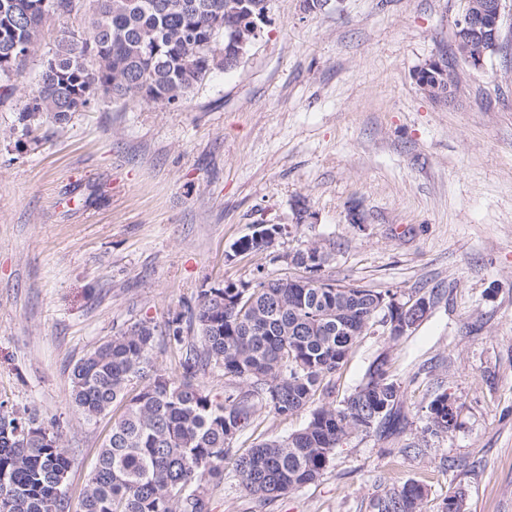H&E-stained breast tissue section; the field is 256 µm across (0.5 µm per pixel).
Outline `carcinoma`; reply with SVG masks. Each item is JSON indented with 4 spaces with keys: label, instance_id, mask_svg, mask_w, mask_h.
I'll list each match as a JSON object with an SVG mask.
<instances>
[{
    "label": "carcinoma",
    "instance_id": "1",
    "mask_svg": "<svg viewBox=\"0 0 512 512\" xmlns=\"http://www.w3.org/2000/svg\"><path fill=\"white\" fill-rule=\"evenodd\" d=\"M88 4L82 32L62 34L28 94L19 121L33 127L43 114L66 124L100 98L125 104L182 103L216 70L241 57L228 31L262 24L268 0H0V79H10L44 38L51 14ZM444 60L420 80L448 99ZM393 292L312 285L259 274L250 288L200 292L195 307L167 322L164 341L179 354L177 374L156 366L155 326L137 322L79 359L71 372L73 405L85 419L112 417L95 469L76 512H209L211 491L232 463L240 488L262 504L319 480L333 451L357 433L403 434L402 395L382 357L364 382L336 403L326 378L345 363L379 316L394 331ZM217 372L224 400L200 382ZM448 393L428 405V427L446 433ZM278 416L310 410L286 437L244 452L233 447L257 408ZM71 465L62 430L35 424L0 402V504L8 512H71L61 482ZM425 490L407 481L375 503L377 512H422Z\"/></svg>",
    "mask_w": 512,
    "mask_h": 512
}]
</instances>
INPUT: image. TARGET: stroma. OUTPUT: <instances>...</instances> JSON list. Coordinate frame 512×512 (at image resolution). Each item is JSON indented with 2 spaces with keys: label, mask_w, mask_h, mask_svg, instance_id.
Masks as SVG:
<instances>
[{
  "label": "stroma",
  "mask_w": 512,
  "mask_h": 512,
  "mask_svg": "<svg viewBox=\"0 0 512 512\" xmlns=\"http://www.w3.org/2000/svg\"><path fill=\"white\" fill-rule=\"evenodd\" d=\"M464 8L268 0L238 67L180 105L100 99L46 124L35 149L10 131L55 37L84 26L76 11L47 18L40 50L0 102V402L62 428L71 505L111 425L74 408L73 365L133 323L165 330L202 290L261 271L292 276L287 254L314 244L338 284L403 301L437 291L398 341L374 322L332 377L342 400L387 354L411 425L350 437L317 482L261 508L225 468L212 512H376L409 480L426 488L424 512L458 490L465 512H512V0L502 47L479 70L455 47ZM433 59L458 73L450 102L415 82ZM300 200L314 214L304 224ZM259 224L287 232L233 256ZM443 392L458 425L436 436L426 408ZM308 418L260 410L235 445L285 437ZM411 443L421 453L406 452Z\"/></svg>",
  "instance_id": "35a3bbf8"
}]
</instances>
